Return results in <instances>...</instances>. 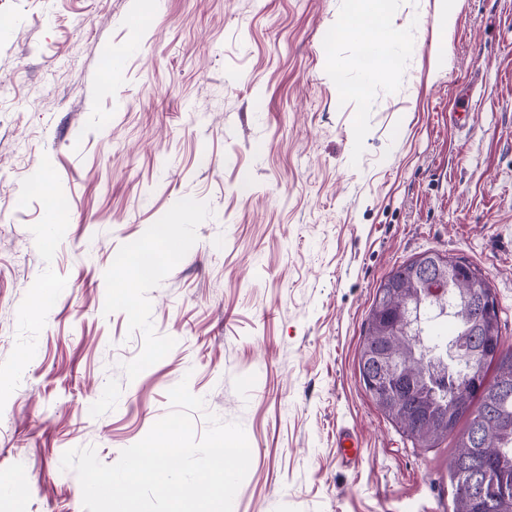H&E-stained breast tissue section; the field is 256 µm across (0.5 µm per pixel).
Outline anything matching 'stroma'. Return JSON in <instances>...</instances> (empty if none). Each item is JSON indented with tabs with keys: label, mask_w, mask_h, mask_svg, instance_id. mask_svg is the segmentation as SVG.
Wrapping results in <instances>:
<instances>
[{
	"label": "stroma",
	"mask_w": 512,
	"mask_h": 512,
	"mask_svg": "<svg viewBox=\"0 0 512 512\" xmlns=\"http://www.w3.org/2000/svg\"><path fill=\"white\" fill-rule=\"evenodd\" d=\"M379 7L371 76L345 24ZM427 250L485 273L512 347V0H0V512H83L64 452L115 464L183 380L247 436L233 512H451L452 442L358 371ZM351 25L357 30L359 47L362 43L363 51L370 55L367 61L362 60L359 55L360 63L370 70L372 75L392 71L394 58L390 51L399 42L400 37L397 31L389 27L384 13L379 11L366 18L354 19Z\"/></svg>",
	"instance_id": "35a3bbf8"
}]
</instances>
